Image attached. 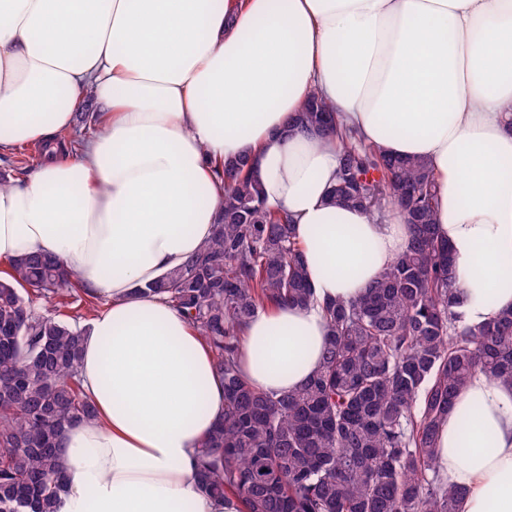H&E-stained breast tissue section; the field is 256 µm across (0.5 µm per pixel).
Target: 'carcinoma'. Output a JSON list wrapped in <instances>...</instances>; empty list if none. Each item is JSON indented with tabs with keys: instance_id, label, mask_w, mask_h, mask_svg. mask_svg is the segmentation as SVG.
Here are the masks:
<instances>
[{
	"instance_id": "obj_1",
	"label": "carcinoma",
	"mask_w": 512,
	"mask_h": 512,
	"mask_svg": "<svg viewBox=\"0 0 512 512\" xmlns=\"http://www.w3.org/2000/svg\"><path fill=\"white\" fill-rule=\"evenodd\" d=\"M301 120L338 132L316 98ZM245 167L216 172L224 202L214 235L147 288L184 313L224 380V420L199 450V490L235 496L242 512H459L460 493L435 468L438 431L473 372L512 382V310L479 326L456 310L429 167L343 140L331 199L381 220L393 206L411 239L362 297L326 303L320 367L281 396L241 376L240 330L260 308L310 304L313 289L288 215L267 206ZM40 299L97 308L57 258L26 255L0 270V512H55L65 427L94 417L78 371L81 334L38 312Z\"/></svg>"
}]
</instances>
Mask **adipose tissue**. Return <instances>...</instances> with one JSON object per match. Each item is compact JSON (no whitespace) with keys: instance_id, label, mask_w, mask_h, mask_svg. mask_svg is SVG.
Segmentation results:
<instances>
[{"instance_id":"1","label":"adipose tissue","mask_w":512,"mask_h":512,"mask_svg":"<svg viewBox=\"0 0 512 512\" xmlns=\"http://www.w3.org/2000/svg\"><path fill=\"white\" fill-rule=\"evenodd\" d=\"M314 97L362 143L428 163L464 322L511 309L512 0H0V154L42 152L0 187V263L60 258L103 303L79 363L96 416L63 434L57 512H239L196 485L224 416L212 352L141 292L210 239L219 165L247 160L291 216L315 297L245 326L257 390L303 386L323 303L358 299L407 248L399 210L380 222L329 198L340 143L300 124ZM89 103L98 129L60 153ZM437 448L461 512H512V384L474 372Z\"/></svg>"}]
</instances>
